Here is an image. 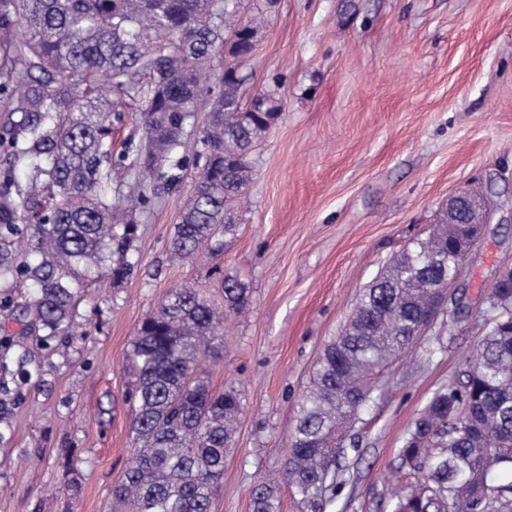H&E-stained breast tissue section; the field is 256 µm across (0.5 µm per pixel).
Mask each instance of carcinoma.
<instances>
[{"label": "carcinoma", "instance_id": "obj_1", "mask_svg": "<svg viewBox=\"0 0 512 512\" xmlns=\"http://www.w3.org/2000/svg\"><path fill=\"white\" fill-rule=\"evenodd\" d=\"M239 22L235 0H0V315L20 325L0 337V419L40 372L32 347L68 344L85 288L130 271L135 211L151 199L142 191L112 197L118 107L139 112V145L118 164L140 184L168 191L187 163L200 169L171 257L218 252L221 236L234 232L252 149L280 111L277 78L247 104L242 77L205 75L228 40L241 44L234 69L251 54ZM203 96L211 99L208 121L193 155H182ZM19 164L31 169L24 186ZM435 223L439 232L410 242L363 289L298 401L278 474L312 503L342 469L339 429L373 399V378L410 351V328L433 310L435 286L454 275L465 227L446 208ZM247 302V288L225 279L227 312ZM494 304L503 322L406 430L400 467L423 482L395 492L392 512H512V284L494 289ZM225 320L184 286L137 328L125 355L134 448L112 490L121 512H211L243 404L233 390L211 391L197 369L217 356ZM461 417L463 437L451 431ZM278 492L259 478L252 512H278Z\"/></svg>", "mask_w": 512, "mask_h": 512}]
</instances>
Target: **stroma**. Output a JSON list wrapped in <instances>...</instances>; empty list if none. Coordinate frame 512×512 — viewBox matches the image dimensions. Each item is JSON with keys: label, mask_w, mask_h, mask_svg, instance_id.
<instances>
[{"label": "stroma", "mask_w": 512, "mask_h": 512, "mask_svg": "<svg viewBox=\"0 0 512 512\" xmlns=\"http://www.w3.org/2000/svg\"><path fill=\"white\" fill-rule=\"evenodd\" d=\"M243 100L282 79V111L224 248L169 257L198 174L139 215L130 273L88 286L66 347L37 352L41 385L0 438V512H113L133 448L125 353L137 326L179 286L223 307L224 278L249 303L201 363L210 389L243 409L212 512H251L274 475L324 344L359 294L449 196L482 191L492 216L463 260L452 302L413 351L386 368L347 432L345 471L315 503L283 490L279 512H390L414 485L399 467L407 427L465 370L489 330L486 297L512 266V0H276L244 66Z\"/></svg>", "instance_id": "stroma-1"}]
</instances>
